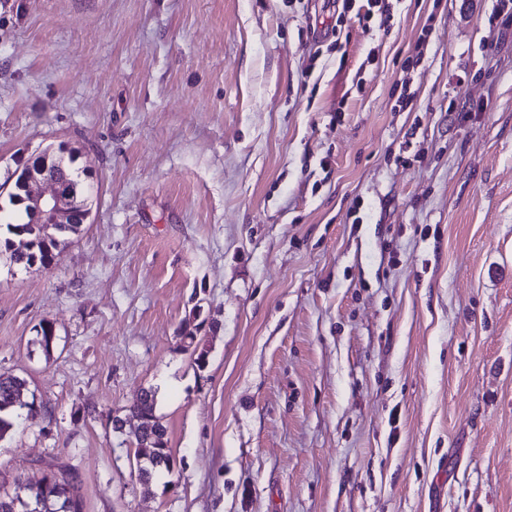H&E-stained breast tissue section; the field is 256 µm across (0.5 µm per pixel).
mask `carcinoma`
<instances>
[{
    "instance_id": "1",
    "label": "carcinoma",
    "mask_w": 512,
    "mask_h": 512,
    "mask_svg": "<svg viewBox=\"0 0 512 512\" xmlns=\"http://www.w3.org/2000/svg\"><path fill=\"white\" fill-rule=\"evenodd\" d=\"M74 162L71 155L66 157L61 152L45 150L18 174L14 182L15 193L11 195L12 202L28 210L29 191L41 179V173L45 172L60 182L65 211L62 223L51 226L31 224L27 214L19 215L15 224H6L10 237L5 239L4 247L11 262L27 266L37 262L44 268L51 267L58 261L68 237L81 231L89 215L88 195L81 186L80 174L73 167ZM196 339L193 330L188 327L184 329L181 336L183 346L193 348L197 366L202 367L206 364L208 351L199 347ZM24 389V380L0 376V438L17 419L14 398ZM129 416L142 419L148 427V431L141 435L131 433L130 441L135 448V457L142 458V467L148 469V472L140 475L142 481L149 484L171 474L174 470L172 453L167 446L166 427L156 416L155 392H144L141 399L130 407ZM72 485H77V482L64 469L61 470V480L47 490L40 480L20 482L9 499V512H33L37 507L40 512H83L81 495L74 498L67 495L66 487Z\"/></svg>"
}]
</instances>
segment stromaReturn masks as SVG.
Masks as SVG:
<instances>
[{
	"mask_svg": "<svg viewBox=\"0 0 512 512\" xmlns=\"http://www.w3.org/2000/svg\"><path fill=\"white\" fill-rule=\"evenodd\" d=\"M496 5L0 0V205L46 149L92 197L56 266L0 255V375L44 407L0 489L52 463L84 512H432L438 483L512 512ZM150 389L178 465L146 486L112 419Z\"/></svg>",
	"mask_w": 512,
	"mask_h": 512,
	"instance_id": "obj_1",
	"label": "stroma"
}]
</instances>
